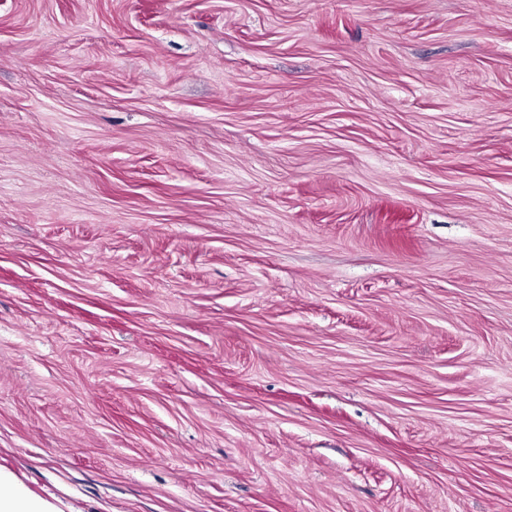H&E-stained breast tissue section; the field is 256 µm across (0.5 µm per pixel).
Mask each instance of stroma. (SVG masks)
Masks as SVG:
<instances>
[{
    "mask_svg": "<svg viewBox=\"0 0 512 512\" xmlns=\"http://www.w3.org/2000/svg\"><path fill=\"white\" fill-rule=\"evenodd\" d=\"M0 471L512 512V0H0Z\"/></svg>",
    "mask_w": 512,
    "mask_h": 512,
    "instance_id": "35a3bbf8",
    "label": "stroma"
}]
</instances>
